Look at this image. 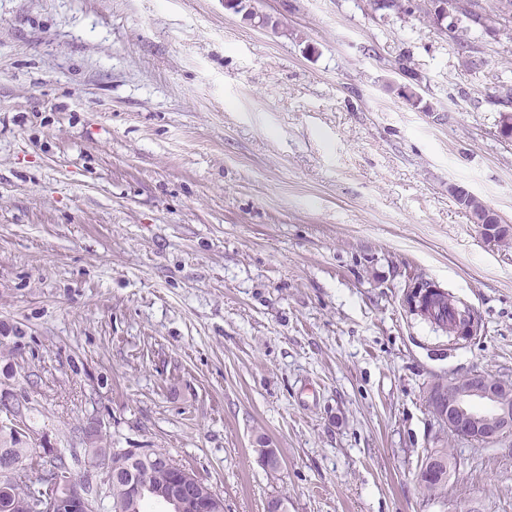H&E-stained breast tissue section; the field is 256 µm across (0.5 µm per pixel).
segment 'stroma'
<instances>
[{
    "label": "stroma",
    "instance_id": "35a3bbf8",
    "mask_svg": "<svg viewBox=\"0 0 512 512\" xmlns=\"http://www.w3.org/2000/svg\"><path fill=\"white\" fill-rule=\"evenodd\" d=\"M504 81L512 13L459 43L377 0H0V397L29 446L165 452L224 512H512V436L426 404L512 379V247L452 194L512 226ZM418 276L477 336L408 312ZM462 207L471 214L474 223L480 228L482 236L489 243H499L500 234L498 231L504 226L494 211L472 195L467 198L466 206L463 205Z\"/></svg>",
    "mask_w": 512,
    "mask_h": 512
}]
</instances>
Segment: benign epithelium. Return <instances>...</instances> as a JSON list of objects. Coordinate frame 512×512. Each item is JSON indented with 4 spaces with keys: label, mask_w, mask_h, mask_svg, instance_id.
Listing matches in <instances>:
<instances>
[{
    "label": "benign epithelium",
    "mask_w": 512,
    "mask_h": 512,
    "mask_svg": "<svg viewBox=\"0 0 512 512\" xmlns=\"http://www.w3.org/2000/svg\"><path fill=\"white\" fill-rule=\"evenodd\" d=\"M464 209L490 243L500 241L503 228L499 216L482 201L471 196ZM428 407L438 423L455 437L468 441L492 443L512 435V384L493 379L481 372H472L460 381L448 385L437 396L427 395ZM114 448H96L86 464L87 478L99 486L108 487L112 471ZM26 463L10 455L0 456V479L14 481L26 473ZM123 491L129 501L128 512H139L140 505L154 499L169 506L168 512H222L224 500L206 483L188 470L181 469L172 488L167 492L154 490L148 477L130 474ZM90 497L86 483L75 479L45 491L39 500L29 502L31 512H87Z\"/></svg>",
    "instance_id": "1"
}]
</instances>
